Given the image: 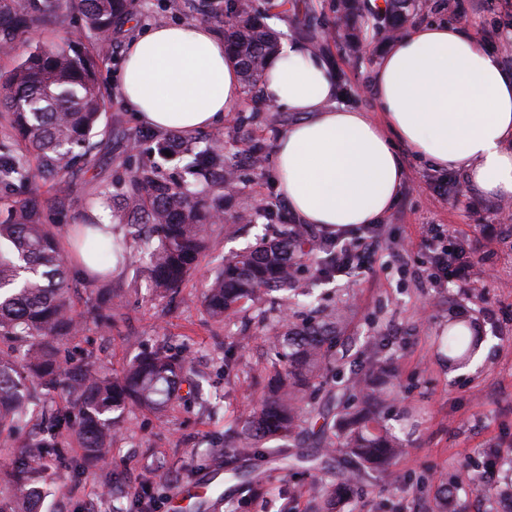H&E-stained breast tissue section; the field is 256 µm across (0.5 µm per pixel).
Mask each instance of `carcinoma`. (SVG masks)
Instances as JSON below:
<instances>
[{
    "label": "carcinoma",
    "instance_id": "carcinoma-1",
    "mask_svg": "<svg viewBox=\"0 0 512 512\" xmlns=\"http://www.w3.org/2000/svg\"><path fill=\"white\" fill-rule=\"evenodd\" d=\"M136 6L137 0H0V57H13L17 42L30 33L65 26L76 7L87 38L37 45L0 70V340L22 347L16 356L0 350V428L27 427L30 403L39 407L36 434L16 450L0 448L12 456L11 470L0 472V512H35L33 497L52 469L83 472L104 462L119 421L134 410L163 412L178 397L206 403L196 383L200 374L164 344L134 358L119 376L91 359L73 362L62 355L67 342L88 330L110 335L116 328L123 301L112 287V258L147 260L159 295L182 285L208 248L210 227L224 221V205L212 188L224 183V174L235 176L224 167L219 137L141 131L131 150L147 160L135 166L120 204H112V189L99 191L66 237L60 225L44 221L39 189L60 204L74 173L95 166L93 138L112 106L100 64L111 54L112 27L131 19ZM418 9L419 0H389L383 11L361 0H336V13L358 25L346 36L357 42L401 35ZM197 10L224 29L244 86L258 92L278 40L260 21L255 0H197ZM173 141L184 169L177 179L157 161ZM100 207L127 225L129 238L107 234L94 215ZM285 220L278 217L276 240L224 259L204 286L202 304L218 322L252 308L261 328L281 324L268 337L272 369L253 373L256 383H267L266 392L239 425L224 430V472L243 475L250 490L256 477L242 473L239 460L266 458L289 472L307 467L324 474L316 512H338L355 482L391 475L404 453L384 419L396 378L377 355L375 337L371 355L352 360L351 377L338 381L337 366L347 357V300L297 324L283 323L284 307L303 306L310 296L299 268L310 263L331 275L336 267L335 249H312L309 228ZM84 256L101 271L83 278L89 295L78 311L70 283ZM484 341L471 319L450 314L448 330L434 337L433 347L455 369L466 366ZM73 444L77 456L71 455ZM463 481L493 498L512 499V484L493 486L481 472H468ZM157 489L152 476L144 477L134 500L112 497V512L147 508ZM453 493L454 485L440 483L434 512H448Z\"/></svg>",
    "mask_w": 512,
    "mask_h": 512
}]
</instances>
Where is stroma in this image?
<instances>
[{
  "mask_svg": "<svg viewBox=\"0 0 512 512\" xmlns=\"http://www.w3.org/2000/svg\"><path fill=\"white\" fill-rule=\"evenodd\" d=\"M322 2L315 32L321 56L336 68L337 102L375 112L369 77L384 46L374 42L354 53L344 39L347 25L337 16L333 0ZM447 2L426 0L417 23L445 22L470 30L481 21L489 29L512 30V4L505 0H490L485 8L469 4L461 12L449 10ZM190 4L191 0H138L134 19L112 33L113 54L101 71L109 92L118 90L116 73L128 41L157 23L197 22ZM296 119L295 113L246 98L217 130L224 141V161L234 168L236 179L223 189L224 221L215 225L197 270L175 295L159 297L140 263H124L112 277L113 286L124 294L123 318L116 329L111 336L91 332L65 346L71 360L94 357L115 375L145 348L164 344L175 353L189 352L205 375L211 412L179 402L163 420L149 411L125 418L113 461L79 475L59 472L44 491L45 512H112L111 501L101 500L100 491L115 487L132 493L148 474L160 486L151 512H173L172 491L205 479L209 459L223 458L224 427L241 419L245 408L256 402L260 389L247 372L267 366L269 347L256 323L212 320L202 306L201 292L224 255L271 237L265 211L288 214L275 185L273 149L277 135ZM141 128L132 112L114 104L96 137V166L73 178L62 207L67 223H75L101 187L127 179L135 165L129 140ZM256 144L263 147L264 163L259 167L249 159ZM405 166L403 191L383 220L386 241L365 272L329 281L311 270L302 273L305 286L312 290L313 307H331L341 296H349L348 333L355 338L357 357L366 355V338L377 336L382 357L396 363L398 398L386 411L388 424L396 425L405 408L422 411L417 429L401 437L404 454L394 480L375 477L356 485L351 512H431L439 482L455 481L474 466L488 468L495 480L512 476L511 467L487 465L492 452L512 448V229L497 224L496 198L471 189L461 172L440 171L410 156ZM246 211L254 212L253 223H237V214ZM426 224L441 225L468 240L480 260L474 286L415 287L413 273L427 256L421 242ZM404 240L411 250L403 265L390 253ZM452 304L477 317L485 336L476 371L455 373L433 353L432 338L447 326ZM255 466L263 478L258 488L247 492L236 481H225L223 497L202 500L196 512H309L316 472L284 473L260 460Z\"/></svg>",
  "mask_w": 512,
  "mask_h": 512,
  "instance_id": "stroma-1",
  "label": "stroma"
}]
</instances>
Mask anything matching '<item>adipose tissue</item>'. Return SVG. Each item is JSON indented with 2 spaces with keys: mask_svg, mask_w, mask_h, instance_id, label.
Instances as JSON below:
<instances>
[{
  "mask_svg": "<svg viewBox=\"0 0 512 512\" xmlns=\"http://www.w3.org/2000/svg\"><path fill=\"white\" fill-rule=\"evenodd\" d=\"M124 107L185 135L223 125L243 86L224 39L204 24H159L132 38L118 72ZM376 115L336 103V73L285 39L267 63L266 104L297 113L274 146L276 184L297 223L326 230L382 222L403 188L405 155L463 172L474 190L512 197V73L470 31L412 28L372 74Z\"/></svg>",
  "mask_w": 512,
  "mask_h": 512,
  "instance_id": "1",
  "label": "adipose tissue"
}]
</instances>
